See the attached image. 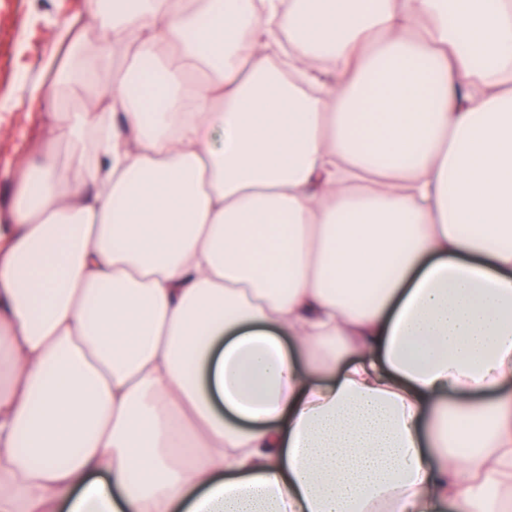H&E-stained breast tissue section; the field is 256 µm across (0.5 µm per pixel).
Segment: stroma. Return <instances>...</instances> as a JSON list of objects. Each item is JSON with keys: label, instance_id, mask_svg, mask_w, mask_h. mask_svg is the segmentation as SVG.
Wrapping results in <instances>:
<instances>
[{"label": "stroma", "instance_id": "obj_1", "mask_svg": "<svg viewBox=\"0 0 512 512\" xmlns=\"http://www.w3.org/2000/svg\"><path fill=\"white\" fill-rule=\"evenodd\" d=\"M86 0H0V215L19 194V172L46 117V106H30L28 85L51 83L48 60L63 62L57 32L66 19L77 18L87 39H97Z\"/></svg>", "mask_w": 512, "mask_h": 512}]
</instances>
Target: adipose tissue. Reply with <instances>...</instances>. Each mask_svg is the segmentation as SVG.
<instances>
[{
	"label": "adipose tissue",
	"mask_w": 512,
	"mask_h": 512,
	"mask_svg": "<svg viewBox=\"0 0 512 512\" xmlns=\"http://www.w3.org/2000/svg\"><path fill=\"white\" fill-rule=\"evenodd\" d=\"M89 10L0 225V512H512V0Z\"/></svg>",
	"instance_id": "obj_1"
}]
</instances>
